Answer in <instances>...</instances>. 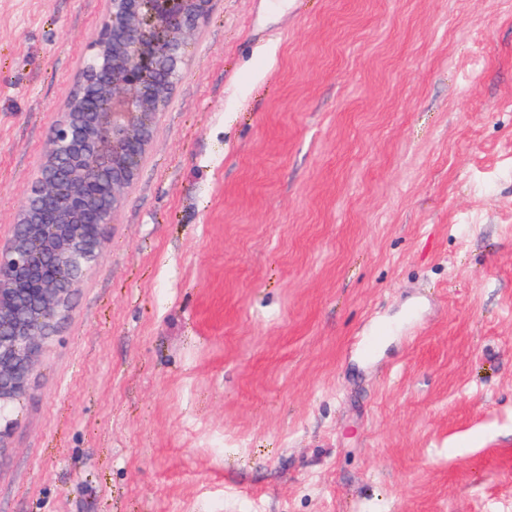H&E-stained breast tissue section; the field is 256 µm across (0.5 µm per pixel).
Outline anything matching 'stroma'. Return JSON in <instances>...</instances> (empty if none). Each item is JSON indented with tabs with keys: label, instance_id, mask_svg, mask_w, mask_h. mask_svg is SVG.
Masks as SVG:
<instances>
[{
	"label": "stroma",
	"instance_id": "stroma-1",
	"mask_svg": "<svg viewBox=\"0 0 512 512\" xmlns=\"http://www.w3.org/2000/svg\"><path fill=\"white\" fill-rule=\"evenodd\" d=\"M106 9L0 0V239ZM12 418L0 512H512V0H216Z\"/></svg>",
	"mask_w": 512,
	"mask_h": 512
}]
</instances>
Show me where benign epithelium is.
I'll use <instances>...</instances> for the list:
<instances>
[{"mask_svg":"<svg viewBox=\"0 0 512 512\" xmlns=\"http://www.w3.org/2000/svg\"><path fill=\"white\" fill-rule=\"evenodd\" d=\"M214 0H108L0 243V449L12 405L136 180L181 77L185 37Z\"/></svg>","mask_w":512,"mask_h":512,"instance_id":"benign-epithelium-1","label":"benign epithelium"}]
</instances>
